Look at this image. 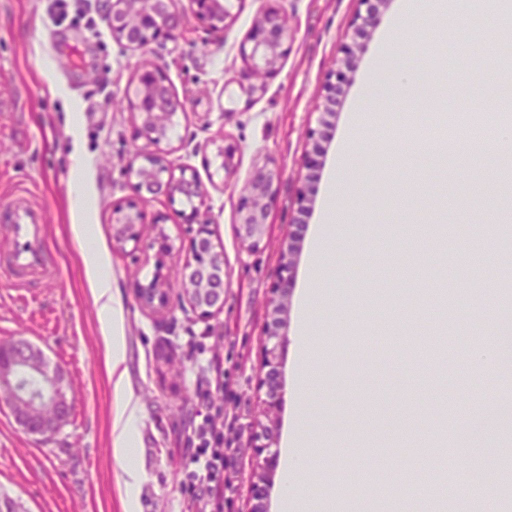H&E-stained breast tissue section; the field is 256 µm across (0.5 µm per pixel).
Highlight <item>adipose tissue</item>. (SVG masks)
I'll list each match as a JSON object with an SVG mask.
<instances>
[{
    "instance_id": "adipose-tissue-1",
    "label": "adipose tissue",
    "mask_w": 512,
    "mask_h": 512,
    "mask_svg": "<svg viewBox=\"0 0 512 512\" xmlns=\"http://www.w3.org/2000/svg\"><path fill=\"white\" fill-rule=\"evenodd\" d=\"M475 7L473 0H403L400 18L413 26H429L450 31L454 24ZM390 83L396 91L395 101L403 105L423 94L425 88L421 72L403 68L392 76H385L380 67L368 71L355 110L350 118L352 129L364 128L370 121L368 106L376 99L383 83ZM498 91L489 93L480 89L468 92L435 90L433 101L439 110L459 111L482 103L492 110L491 121L502 129L503 135L494 145L470 143L457 150L460 158L478 160L489 174L488 189L501 199L512 198V177L502 171V163L512 158V71L502 70L497 79ZM91 292L98 308L101 330L112 345L106 366L112 381L114 415L112 419L113 456L123 472L126 504L129 512H137L138 499L146 474L134 459L138 441L140 409L124 368L125 336L124 309L119 289L113 288L110 273L102 267L90 271ZM490 340L473 347L469 362L477 370H504L512 359V313L497 310L492 322ZM294 452L288 456L283 470L281 512H335V500L325 497L311 499L302 489L299 479L310 467L307 454L312 441L308 434L316 425L304 413L295 418Z\"/></svg>"
}]
</instances>
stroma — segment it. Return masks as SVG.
I'll list each match as a JSON object with an SVG mask.
<instances>
[{
	"label": "stroma",
	"mask_w": 512,
	"mask_h": 512,
	"mask_svg": "<svg viewBox=\"0 0 512 512\" xmlns=\"http://www.w3.org/2000/svg\"><path fill=\"white\" fill-rule=\"evenodd\" d=\"M278 5L287 16L288 53L265 94L249 102L239 88L246 69L240 46L267 0H233V17L221 32L193 20L177 37L151 41L141 50L113 37L105 19L109 0H92L101 30L97 37L84 24L56 22L45 0H0V98L14 101L11 111L0 112V213L20 188L33 191L46 212L54 271L31 291L13 287L0 271V341L23 338L42 350L75 398L69 423L48 441L26 433L0 401V498L19 502L25 512H125L122 471L112 454L106 346L86 278V266L97 254L107 261L124 301V366L139 399L136 456L147 474L137 512H186L195 432L208 414L230 443L224 512L252 507L257 458L248 443L266 422L257 383L269 344L272 288L289 242L292 280L278 349L281 406L271 422L279 466L266 483L267 512H281L280 463L292 451L300 408L313 419L338 414L358 426L383 422L394 437L382 447L394 476L435 463L417 441L430 427L421 404L438 390L425 378L429 366L421 343L409 334L422 331L417 316L435 303L441 287L471 300L499 284L512 252V236L500 231L503 201L482 193V169L460 171L451 162L432 175L430 152L441 117L429 98L398 109L386 94L370 106L375 122L357 134L352 180L342 201L352 216L322 225L350 113L368 69L385 51L401 0H387L361 38L350 78L328 117L322 114L324 87L343 56L359 0H278ZM395 45L408 68L431 70L430 87L443 83L437 59L448 44L438 32L413 27L397 35ZM47 63L60 78L63 95L48 90L42 74ZM147 63L164 69L185 106L162 149L174 167L195 172L205 194L204 217L224 255V309L206 320L191 312L176 288L163 313L136 299L138 284L159 271L175 275L190 258V229L174 217L175 207L164 195L146 196L141 207L149 219L159 211L170 213L164 226L173 245L169 253L152 247L150 223L139 247L112 241V207L134 195L128 164L149 148L145 139L134 137L127 106ZM70 101L77 105L82 144L95 160L96 204L86 218L92 235L83 242L70 210L72 137L65 120ZM313 130L320 133L315 142L309 138ZM228 141L238 147L236 171L229 176L219 155ZM312 148L318 165L309 170L303 162ZM264 166L278 172L275 202L259 247L250 250L240 238L239 208L250 178ZM451 193L459 211L450 220L441 201ZM296 218L302 227L292 241L288 226ZM478 218L485 227L479 235L473 231ZM447 224L452 227L448 277L432 262L437 250L432 231ZM321 230L329 249L318 259L311 241ZM316 268L325 293L314 301L312 341L318 354L302 392L295 340L304 282ZM218 370L224 379L220 392L213 382ZM309 454L303 489L314 497L342 499L345 512H359L362 487L351 475L368 470L371 449L338 437L331 447H314Z\"/></svg>",
	"instance_id": "stroma-1"
}]
</instances>
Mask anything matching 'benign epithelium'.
Instances as JSON below:
<instances>
[{
	"label": "benign epithelium",
	"instance_id": "obj_1",
	"mask_svg": "<svg viewBox=\"0 0 512 512\" xmlns=\"http://www.w3.org/2000/svg\"><path fill=\"white\" fill-rule=\"evenodd\" d=\"M193 17L177 12L174 0H112L107 20L112 34L134 49H141L159 37H175L188 25L190 19L206 24L213 31L224 30L230 18L231 0H190ZM386 0H360L365 14L357 15L352 38L365 34L378 5ZM288 26L280 8L269 5L256 19L252 33L241 46V55L247 64L243 91L250 97L261 94L266 79L278 74L288 48ZM354 60L352 46H347L336 81L325 86L324 113H329L336 95L348 80V70ZM130 110L138 123L134 133L155 146L170 140L175 128L174 118L182 104L172 94L165 72L159 66H146L138 76L134 96L128 100ZM129 174L135 179V196L112 208V240L119 245H138L142 227L146 224L139 206L143 193L163 194L170 203L180 202L181 223L191 226L189 240L191 260L185 265L182 280V298L199 319H208L224 309V258L212 242V229L203 218L205 197L195 174L187 169L173 168L161 150L140 152L129 163ZM278 174L266 167L256 170L249 181V194L239 210L240 237L248 248L259 247L264 233L268 211L274 201L272 190ZM291 259L282 257L280 275L273 287V316L267 326V336L280 338L278 314L286 307L287 292L291 285ZM139 303L155 312L169 305L168 282L156 274L145 283L138 284ZM10 356L7 364L0 363V398L7 401L17 423L29 434L46 438L57 434L70 420V401L62 400L67 393L59 370L42 362L36 356V347L19 339L0 343V357ZM258 390L265 413L278 408L280 400L278 344L266 348ZM272 430L262 427L253 439L252 448L258 459L255 477V503L251 512H266L263 504L266 474L275 468V455H264L271 448Z\"/></svg>",
	"mask_w": 512,
	"mask_h": 512
}]
</instances>
